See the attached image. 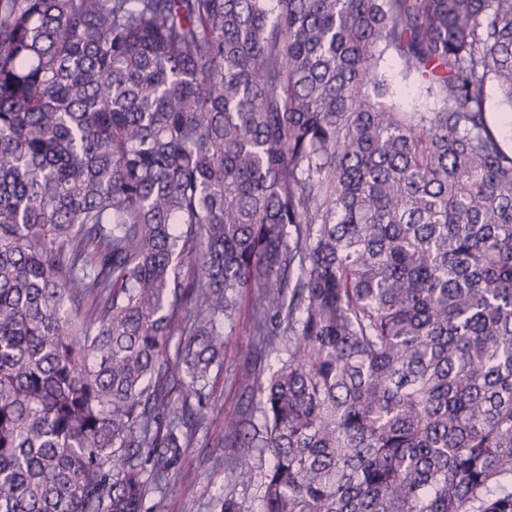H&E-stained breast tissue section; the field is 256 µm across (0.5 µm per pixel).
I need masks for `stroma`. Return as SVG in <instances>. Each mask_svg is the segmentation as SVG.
<instances>
[{"label":"stroma","instance_id":"obj_1","mask_svg":"<svg viewBox=\"0 0 512 512\" xmlns=\"http://www.w3.org/2000/svg\"><path fill=\"white\" fill-rule=\"evenodd\" d=\"M251 312V300H244L234 326L224 331V364L213 373L210 386V429L193 433L185 464L165 490L150 491L147 502L153 512H220L225 500L234 502L239 512L260 510L256 485L242 484L232 473L239 449L212 439L222 430L225 414L245 409L252 399L251 390L240 382L241 371L248 366L265 369L274 361L255 347Z\"/></svg>","mask_w":512,"mask_h":512}]
</instances>
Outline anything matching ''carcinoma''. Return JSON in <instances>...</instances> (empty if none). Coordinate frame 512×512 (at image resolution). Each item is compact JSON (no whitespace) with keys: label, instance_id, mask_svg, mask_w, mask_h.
Segmentation results:
<instances>
[{"label":"carcinoma","instance_id":"cac0c4a2","mask_svg":"<svg viewBox=\"0 0 512 512\" xmlns=\"http://www.w3.org/2000/svg\"><path fill=\"white\" fill-rule=\"evenodd\" d=\"M494 85L512 0H0V512H150L248 288L260 512H512ZM389 78L397 91V103L407 111L427 112L434 107V98L428 95L425 88L412 80H404L400 67L391 63Z\"/></svg>","mask_w":512,"mask_h":512}]
</instances>
